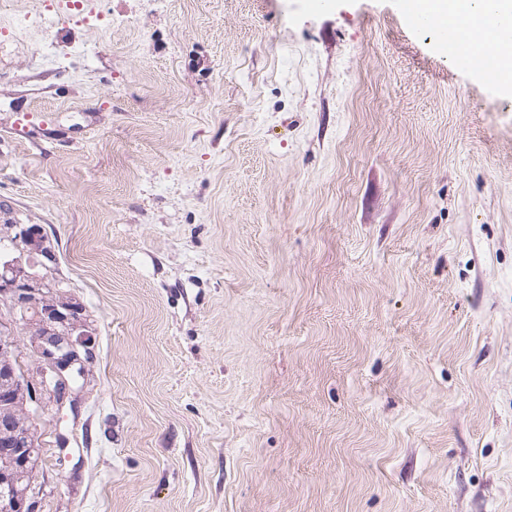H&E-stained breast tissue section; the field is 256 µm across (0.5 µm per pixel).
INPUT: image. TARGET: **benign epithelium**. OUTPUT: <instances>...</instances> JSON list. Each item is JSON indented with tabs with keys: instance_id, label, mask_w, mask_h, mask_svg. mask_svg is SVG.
Returning <instances> with one entry per match:
<instances>
[{
	"instance_id": "obj_1",
	"label": "benign epithelium",
	"mask_w": 512,
	"mask_h": 512,
	"mask_svg": "<svg viewBox=\"0 0 512 512\" xmlns=\"http://www.w3.org/2000/svg\"><path fill=\"white\" fill-rule=\"evenodd\" d=\"M0 239V512H35L29 501L39 445L33 418L26 409L28 380L16 367L13 327L30 336L37 373L49 405H69L73 385L93 359L87 319L76 299L65 295L63 282L48 273L54 260L45 238L34 226L5 224Z\"/></svg>"
}]
</instances>
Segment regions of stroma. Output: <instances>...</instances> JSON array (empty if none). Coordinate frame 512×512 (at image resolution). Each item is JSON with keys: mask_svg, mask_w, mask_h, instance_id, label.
I'll return each instance as SVG.
<instances>
[{"mask_svg": "<svg viewBox=\"0 0 512 512\" xmlns=\"http://www.w3.org/2000/svg\"><path fill=\"white\" fill-rule=\"evenodd\" d=\"M0 0V224L88 315L15 330L36 512H512V97L398 0ZM92 0H59L55 2L56 10L55 17H59L60 20H88L91 17H95L97 20L105 22L108 26H111L113 22L118 21L114 18V15L104 13L102 11L95 12L90 6Z\"/></svg>", "mask_w": 512, "mask_h": 512, "instance_id": "stroma-1", "label": "stroma"}]
</instances>
